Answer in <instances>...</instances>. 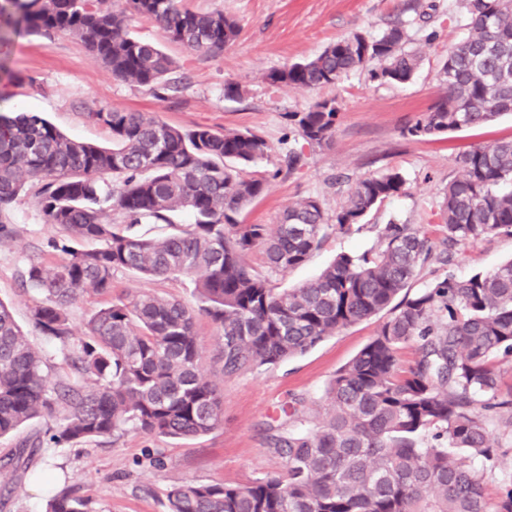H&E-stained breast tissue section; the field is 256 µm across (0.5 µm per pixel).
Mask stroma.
Returning <instances> with one entry per match:
<instances>
[{
    "label": "stroma",
    "instance_id": "obj_1",
    "mask_svg": "<svg viewBox=\"0 0 512 512\" xmlns=\"http://www.w3.org/2000/svg\"><path fill=\"white\" fill-rule=\"evenodd\" d=\"M194 11L221 10L239 20L241 29L223 52L201 56L163 41L153 21L134 23V34L164 43L176 60L174 75L182 81L178 92L155 95L112 77L104 64L73 34L45 39L28 34L11 0H0V112L34 111L69 138L111 146L106 127L86 115L102 108L148 112L181 128L205 125L215 130L250 129L271 145L267 159L256 166L270 178L267 192L239 215L246 224L276 227L284 209L300 199L320 200L327 213L344 201L347 179L400 171L404 194L385 201L351 233L330 235L303 265L285 273L268 270L262 250L249 260L269 272L277 288H293L315 278L338 254H360L376 247L385 224H406L425 234L441 249L445 234L432 221L449 182L461 175L459 157L474 146L512 139V114L489 125L462 129L437 138L406 135L412 125L445 89L438 72L449 45L466 36L457 0H184ZM408 24L407 49L419 52L422 63L411 80L381 83L357 70L331 86L304 92L270 85L269 70L320 53L336 39L355 33L376 35L388 23ZM238 93L228 97L225 84ZM333 98L341 112L330 144L305 148V165L282 171L288 148V115L304 112L317 101ZM7 238L0 239V302L9 306L23 332L42 353L54 381H73L75 373L60 344L48 341L35 328L30 310L41 301L28 288L24 275L31 263L56 264L61 254L51 248L56 226L44 223L33 189L22 191L7 214ZM512 259V236L498 235L459 244L449 269L465 279L495 269ZM196 281L191 276L146 279L119 271L111 295L84 294L70 311L73 326H81L110 296L128 290L156 293L193 303ZM387 313L341 329L304 354L276 365L225 375L218 332L205 316L196 319L203 355L202 374L218 388L224 423L190 439L153 437L137 430L123 436L48 447L41 439L47 421L33 420L0 438V459L18 455L7 468L11 487L0 496V512H45L53 492L67 488L91 501L96 512H167L166 495L185 482L244 485L284 470L283 458L270 448L269 427L286 431L292 424L283 407L301 400L305 419L321 420L327 412L325 389L335 372L351 360L387 320ZM499 451L495 459H472L482 475L488 498H496L512 478V433L490 427ZM161 465H154V458Z\"/></svg>",
    "mask_w": 512,
    "mask_h": 512
}]
</instances>
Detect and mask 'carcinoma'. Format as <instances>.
I'll list each match as a JSON object with an SVG mask.
<instances>
[{"instance_id": "1", "label": "carcinoma", "mask_w": 512, "mask_h": 512, "mask_svg": "<svg viewBox=\"0 0 512 512\" xmlns=\"http://www.w3.org/2000/svg\"><path fill=\"white\" fill-rule=\"evenodd\" d=\"M26 31L77 34L112 77L153 91L170 85L175 61L140 39L132 23L147 18L169 41L200 55L224 50L239 32L221 11L196 13L182 0H13ZM467 37L448 48L440 70L445 93L408 126L414 137L479 127L512 112V0H461ZM406 24L376 36L354 33L318 55L269 71L272 85L302 91L334 85L367 68L381 82L403 83L422 61L406 51ZM336 99L288 113L291 132L310 146L329 144ZM90 120L112 132V147L75 141L39 112L0 114V213L37 186L44 223L69 239L55 266L33 262L26 283L44 295L32 311L36 329L57 342L79 378L52 381L39 352L0 302V437L27 422H53L56 445L112 436L131 427L148 435L189 438L221 426L216 387L199 372L195 330L202 314L222 342L224 373L276 365L314 348L336 331L385 309L392 316L330 380V410L319 423L281 432L268 444L286 462L281 474L251 484H179L168 512H512V479L495 500L467 464L497 455L489 424L512 425V390L503 392L497 363L512 359V260L467 279L439 277L410 293L432 247L406 224H387L379 247L341 254L313 280L280 290L247 262L256 248L269 268L303 265L333 232L348 233L384 201L405 192L396 170L359 177L336 212L314 197L283 212L281 224H241L236 215L268 190L246 168L267 157V140L249 129L178 128L144 112L102 109ZM433 216L446 231L437 257L455 245L512 235V139L479 145L460 157ZM188 212L176 224L170 214ZM165 224L159 237L133 232ZM118 270L151 278L197 275V307L152 293L119 296L81 332L69 315L82 294H112ZM417 357L399 367V352ZM92 381L91 389L82 385ZM48 512H95L63 490Z\"/></svg>"}]
</instances>
